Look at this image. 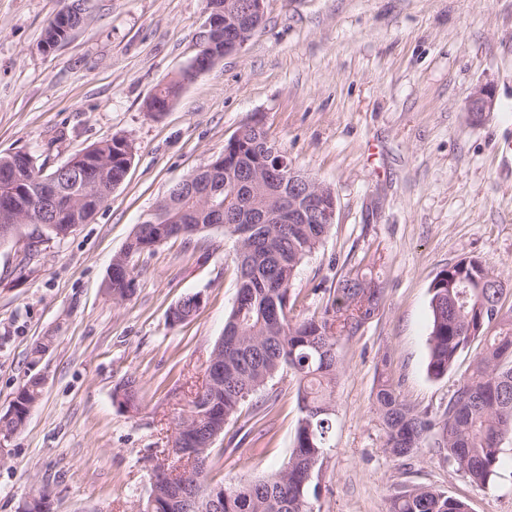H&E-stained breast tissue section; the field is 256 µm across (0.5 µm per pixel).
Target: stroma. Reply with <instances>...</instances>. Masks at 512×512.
I'll return each instance as SVG.
<instances>
[{
	"mask_svg": "<svg viewBox=\"0 0 512 512\" xmlns=\"http://www.w3.org/2000/svg\"><path fill=\"white\" fill-rule=\"evenodd\" d=\"M64 4L0 0V155L30 153L49 172L118 137L132 160L107 203L66 237L24 224L0 246V414L29 375L45 378L0 462V512H18L43 487L52 512L146 503L174 418L234 304L236 243L212 228L160 244L136 259L134 291L119 302L108 270L169 188L256 118L296 169L336 196V221L291 286L301 313L320 311L346 275H372L381 291L374 316L337 343L343 372L311 512H388L393 495L415 488L470 512H512L511 443L494 482L479 487L432 446L388 454L374 406L386 377L418 412L436 415L481 348L430 376V285L441 271L480 259L512 306V0H267L247 44L160 115L146 103L197 54L208 0H84L83 25L43 52ZM484 84L496 106L475 123L465 101ZM188 294L201 296L199 311L170 324L169 309ZM131 376L142 402L128 412L112 394ZM273 385L266 435L247 399L214 445L212 482L287 461L298 383L288 373Z\"/></svg>",
	"mask_w": 512,
	"mask_h": 512,
	"instance_id": "1",
	"label": "stroma"
}]
</instances>
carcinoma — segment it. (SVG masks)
<instances>
[{"label":"carcinoma","mask_w":512,"mask_h":512,"mask_svg":"<svg viewBox=\"0 0 512 512\" xmlns=\"http://www.w3.org/2000/svg\"><path fill=\"white\" fill-rule=\"evenodd\" d=\"M121 138L102 141L76 152L98 161L118 160ZM226 161L253 173L245 206L270 207L274 187L258 167L264 160L261 139L243 132L224 145ZM227 170L208 173V182L224 187L219 201L231 191ZM108 183L100 182L83 193L71 186L62 188L77 215L78 223L94 213L92 197L100 196ZM171 218L195 216L200 230L216 227L212 214L188 179L175 183L159 202ZM224 234L240 240L242 228L249 229L246 256L238 261L236 296L244 303L233 305L224 324V378L196 393L201 417L200 437L192 444L202 458H210V438L235 417L243 402L264 390L269 381L286 370L297 379L300 416L294 447L279 469L270 474L238 479L220 486L222 512H309L308 496L312 471L330 448L335 415L334 391L342 361L338 337L351 336L373 317L379 306L378 290L362 286L356 277L338 281L335 297L322 312L310 316L294 314L291 286L299 265L317 249L332 228L330 224H221ZM176 224H140L124 249L112 260V296L123 299L134 284L133 258L154 250L168 239L178 238ZM503 283L475 258L462 259L441 271L431 284L432 327L429 337L428 372L439 378L448 374L459 355L472 342L483 341L471 370L448 399L439 415L430 418L406 403L387 381L376 389L374 405L382 421L385 448L404 457L430 438L443 458L471 483L489 484L498 474L502 444L512 439V310L501 303ZM43 390L42 379L28 377L12 405L0 415V432L15 433L26 423ZM124 408H138L139 384L132 377L114 391ZM187 490L175 477L159 489L156 512H172L169 499ZM389 512H469L457 498L430 489L399 493L391 499Z\"/></svg>","instance_id":"carcinoma-1"}]
</instances>
